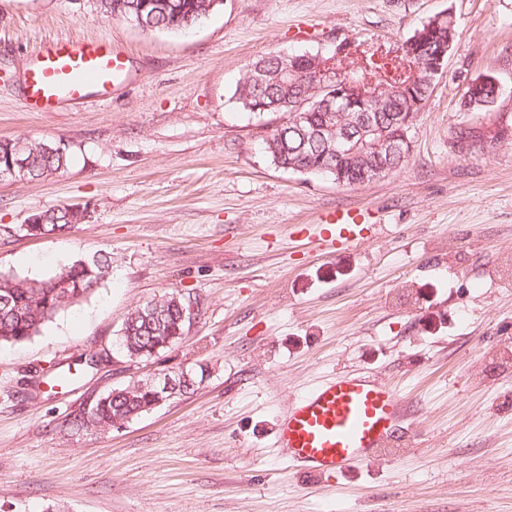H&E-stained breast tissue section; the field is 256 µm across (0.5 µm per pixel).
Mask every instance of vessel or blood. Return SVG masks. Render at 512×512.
Segmentation results:
<instances>
[{
  "instance_id": "b4317fda",
  "label": "vessel or blood",
  "mask_w": 512,
  "mask_h": 512,
  "mask_svg": "<svg viewBox=\"0 0 512 512\" xmlns=\"http://www.w3.org/2000/svg\"><path fill=\"white\" fill-rule=\"evenodd\" d=\"M126 56L104 38H56L45 42L24 80L23 106L51 112L88 96L107 97L126 71ZM330 244L369 241L373 225L356 208L323 215ZM408 415L392 385L342 372L289 400L281 410L274 446L285 462L299 470L331 476L382 455L391 435Z\"/></svg>"
}]
</instances>
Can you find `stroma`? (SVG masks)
I'll list each match as a JSON object with an SVG mask.
<instances>
[{
	"mask_svg": "<svg viewBox=\"0 0 512 512\" xmlns=\"http://www.w3.org/2000/svg\"><path fill=\"white\" fill-rule=\"evenodd\" d=\"M447 13L457 35L410 132L406 165L362 186L276 168L280 114L233 93L271 53L396 47ZM107 37L130 61L112 96L21 103L46 40ZM493 77L490 112L460 97ZM512 123V0H224L185 34L145 31L98 0H0V139L64 143L65 170L0 183V273L46 279L112 258L104 283L24 342L0 345V512H512V139L460 154L458 126ZM81 207L70 232L32 215ZM370 212L368 242L319 245V217ZM198 300L181 341L32 397L43 372L112 345L128 314ZM196 390L107 431L67 415L161 370ZM365 372L410 418L384 456L318 478L280 460L277 415L326 377ZM50 208L45 211H42L37 216H31L28 219L27 224H25L24 229L31 235H53L59 234L62 232H66L71 230L75 226V222H77V215L74 213H79V216H82L81 221H85L88 217L87 212L80 207L71 208ZM39 215H44L45 220L42 224V219Z\"/></svg>",
	"mask_w": 512,
	"mask_h": 512,
	"instance_id": "obj_1",
	"label": "stroma"
}]
</instances>
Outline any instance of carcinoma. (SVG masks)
I'll list each match as a JSON object with an SVG mask.
<instances>
[{"instance_id":"carcinoma-1","label":"carcinoma","mask_w":512,"mask_h":512,"mask_svg":"<svg viewBox=\"0 0 512 512\" xmlns=\"http://www.w3.org/2000/svg\"><path fill=\"white\" fill-rule=\"evenodd\" d=\"M160 0H111L110 14L134 21L148 14ZM204 0H167L166 8L153 17L157 29L184 33L200 24L209 12ZM456 35V24L448 13L438 14L421 24L402 42L405 53L390 56L358 52L352 44L339 43L330 54L304 52L271 54L256 61L241 82L234 98L240 108L254 115L279 113L288 122L264 138V151L278 168L331 178L339 186L362 185L375 169L402 168L410 151V131L428 100L430 84L414 79L405 63H420L424 69L443 67ZM335 61L346 69L334 83L310 78L313 72ZM500 90L489 78L475 80L463 95L468 112H484L493 107ZM375 132L359 137L365 122ZM351 135L357 147L331 153V146ZM41 141L27 142L28 177L34 179L65 169L67 148L52 154ZM42 224L24 227L31 235H53L71 230L77 215L68 208L42 212ZM110 259H77L47 279H31L0 273V344L23 342L37 334L57 313L94 293L104 282ZM66 286L71 300L60 302L58 287ZM189 307L171 293L154 300L151 308L138 306L120 330L118 345L138 359L149 358L158 343L181 332L186 321L182 310ZM153 402L150 391L129 383L114 388L79 409L63 422L70 433L104 430L132 420L148 411Z\"/></svg>"}]
</instances>
